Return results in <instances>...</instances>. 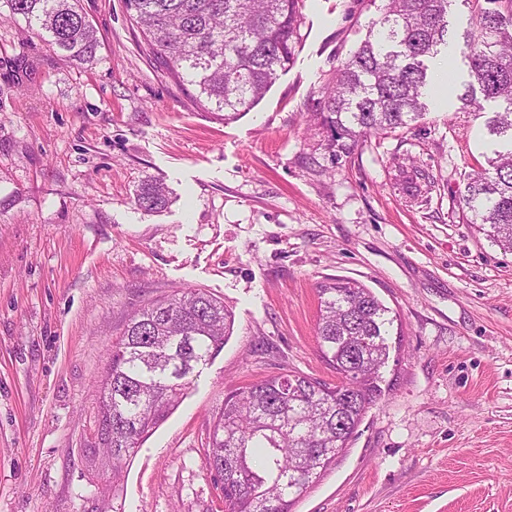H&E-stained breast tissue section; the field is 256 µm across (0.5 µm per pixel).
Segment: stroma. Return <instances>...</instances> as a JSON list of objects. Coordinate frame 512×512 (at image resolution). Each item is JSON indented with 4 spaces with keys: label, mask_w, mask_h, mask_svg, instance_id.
Segmentation results:
<instances>
[{
    "label": "stroma",
    "mask_w": 512,
    "mask_h": 512,
    "mask_svg": "<svg viewBox=\"0 0 512 512\" xmlns=\"http://www.w3.org/2000/svg\"><path fill=\"white\" fill-rule=\"evenodd\" d=\"M73 60L0 2V512H86L97 381L151 299L205 290L234 314L223 350L127 460L122 512H224L204 467L228 392L322 359L318 288L357 281L400 318L399 359L349 448L293 512H512V253L468 221L487 166L463 110L474 8L448 10L450 91L338 162L312 117L379 16L299 0L288 70L233 122L149 54L126 0H80ZM167 190L156 213L144 180ZM168 203L166 190L151 180L144 181L136 194L135 204L144 212H156L165 208Z\"/></svg>",
    "instance_id": "obj_1"
}]
</instances>
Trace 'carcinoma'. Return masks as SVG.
Listing matches in <instances>:
<instances>
[{
  "mask_svg": "<svg viewBox=\"0 0 512 512\" xmlns=\"http://www.w3.org/2000/svg\"><path fill=\"white\" fill-rule=\"evenodd\" d=\"M379 18L321 90L313 116L338 160L371 135L406 128L426 111V58L448 45L453 0H382ZM468 35L470 75L483 97L500 102L487 122L496 138L488 169L469 177L463 202L470 223L512 251V0H487ZM11 17L47 36L68 57L92 56L96 31L77 0H6ZM298 0H126L150 52L224 121L253 107L290 66L298 39ZM168 203L147 180L135 204L156 212ZM317 341L340 381L281 373L229 392L208 436L205 465L222 491L224 512H292L336 462L382 394L381 369L397 315L357 281L318 288ZM234 319L224 303L193 289L154 299L112 343L100 380L94 424L106 430L101 472L122 466L165 421L192 378L224 348Z\"/></svg>",
  "mask_w": 512,
  "mask_h": 512,
  "instance_id": "cac0c4a2",
  "label": "carcinoma"
}]
</instances>
